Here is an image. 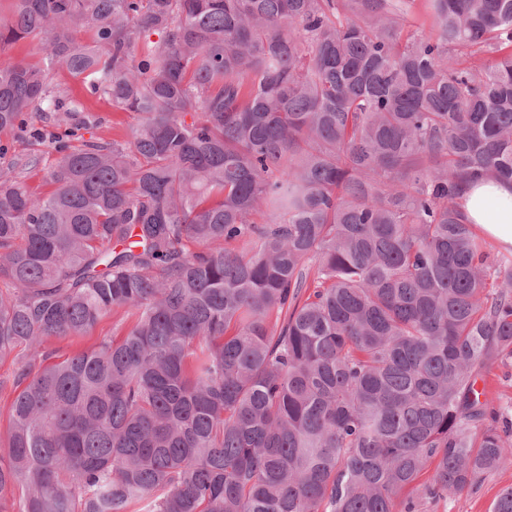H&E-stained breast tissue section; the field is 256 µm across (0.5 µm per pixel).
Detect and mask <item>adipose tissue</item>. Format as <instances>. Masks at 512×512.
<instances>
[{"instance_id":"1","label":"adipose tissue","mask_w":512,"mask_h":512,"mask_svg":"<svg viewBox=\"0 0 512 512\" xmlns=\"http://www.w3.org/2000/svg\"><path fill=\"white\" fill-rule=\"evenodd\" d=\"M459 208L484 236L512 250V180L473 183L460 198Z\"/></svg>"}]
</instances>
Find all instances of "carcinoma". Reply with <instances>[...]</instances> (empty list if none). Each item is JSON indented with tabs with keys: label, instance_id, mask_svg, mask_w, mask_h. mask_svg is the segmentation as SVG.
<instances>
[{
	"label": "carcinoma",
	"instance_id": "cac0c4a2",
	"mask_svg": "<svg viewBox=\"0 0 512 512\" xmlns=\"http://www.w3.org/2000/svg\"><path fill=\"white\" fill-rule=\"evenodd\" d=\"M412 2L14 0L0 55L43 57L0 62V132H59L47 195L0 155V512H426L512 466L477 388L512 254L458 206L512 179V0L403 39ZM53 67L132 138L83 139ZM115 308L121 339L49 348ZM21 347L16 348L5 358L0 359V455L8 458L7 431L9 428V406L18 391L13 385L14 363L17 353H21Z\"/></svg>",
	"mask_w": 512,
	"mask_h": 512
}]
</instances>
